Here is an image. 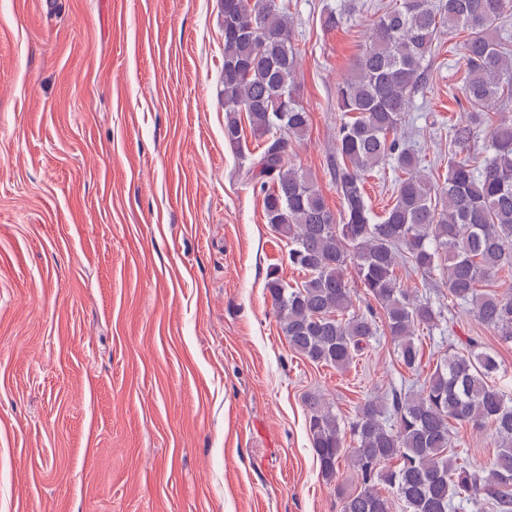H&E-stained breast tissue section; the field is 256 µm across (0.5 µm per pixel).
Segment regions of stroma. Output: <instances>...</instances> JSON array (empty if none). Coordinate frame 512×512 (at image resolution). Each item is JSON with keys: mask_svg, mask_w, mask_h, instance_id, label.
Segmentation results:
<instances>
[{"mask_svg": "<svg viewBox=\"0 0 512 512\" xmlns=\"http://www.w3.org/2000/svg\"><path fill=\"white\" fill-rule=\"evenodd\" d=\"M279 2L311 113L288 160L336 213V85L392 0ZM462 41L440 33L401 129L435 182L469 110ZM223 61L220 0H0V512H341L351 462L322 479L306 396L347 421L414 380L383 334L343 372L289 346L266 276L304 275L244 177L261 140L224 139ZM397 274L444 310L423 373L476 337L512 393V345L440 276ZM452 431L461 460L494 456Z\"/></svg>", "mask_w": 512, "mask_h": 512, "instance_id": "1", "label": "stroma"}]
</instances>
